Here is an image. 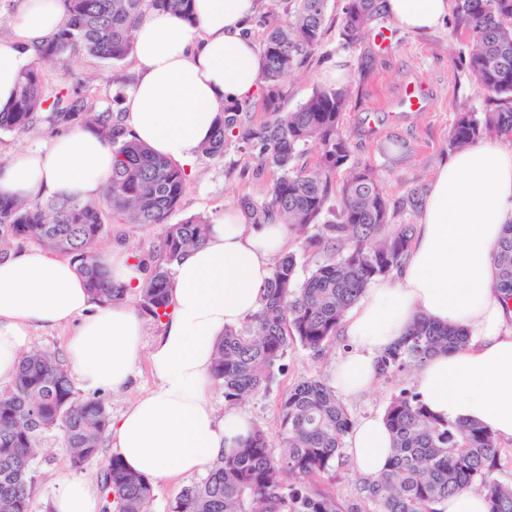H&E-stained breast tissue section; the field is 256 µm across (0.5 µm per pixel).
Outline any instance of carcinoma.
<instances>
[{"mask_svg":"<svg viewBox=\"0 0 512 512\" xmlns=\"http://www.w3.org/2000/svg\"><path fill=\"white\" fill-rule=\"evenodd\" d=\"M60 2L66 22L35 49V62L20 73L14 100L0 107V133L26 134L39 127L49 135L74 126L95 130L112 150V173L106 193L94 204L63 195L32 202L0 196V254L20 241H36L70 257L94 303H118L127 289L112 281L97 250L109 219L163 224L154 264L133 255L135 266L148 270L139 309L159 321L171 306L176 262L205 241L210 220L193 216L170 223L183 197L185 168L127 137L119 98L105 104L79 79L48 95L45 68L71 56L119 64L133 53V31L145 13L167 9L189 21L192 0ZM328 11L329 0H295L282 19L262 11L252 18L249 31L263 33L261 104L224 106L201 148L202 156L221 159L232 140L246 165L279 172L262 200L243 197L238 207L252 224L288 225L305 250L325 256L301 282L297 255L279 257L258 311L247 325L228 328L218 339L211 375L229 408L267 390L285 370L291 346L320 354L335 342L348 311L375 279L401 266L412 244L414 225L397 224L395 218L401 208L420 204L419 192L412 190L394 205L375 168L351 162L345 126L349 89H317L296 110L283 108L285 78L321 46ZM383 14L382 0H345L343 39L361 41ZM453 19L454 29L471 37L465 56L470 78L495 108L458 113L448 135L450 152L493 134L512 136V0H453ZM257 108L265 118L255 119ZM310 144L315 157L308 163ZM343 171L348 176L340 181ZM492 264V288L508 303L512 223L505 225ZM468 343L462 329L420 316L377 358V377L408 372L434 354L459 352ZM384 420L392 438L386 468L374 478H358L355 496L342 500L320 479L342 459L354 420L332 385L300 380L279 401L281 445L274 447L269 431L253 427L205 477L184 489L169 512H445L448 497L467 488L484 495L488 512H512V482L498 478L501 449L489 428L433 416L408 387L392 397ZM109 425L105 400L78 397L58 356L28 352L13 389L0 392V512H31L34 465L48 433L61 435L71 469L78 473L101 454ZM100 487L104 512H149L155 497L152 480L128 470L115 455L102 468Z\"/></svg>","mask_w":512,"mask_h":512,"instance_id":"cac0c4a2","label":"carcinoma"}]
</instances>
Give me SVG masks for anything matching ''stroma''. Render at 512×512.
<instances>
[{"mask_svg": "<svg viewBox=\"0 0 512 512\" xmlns=\"http://www.w3.org/2000/svg\"><path fill=\"white\" fill-rule=\"evenodd\" d=\"M343 0H331L329 21L323 43L286 81V110L292 111L305 102L315 89L324 87V71L343 63L346 75L356 78L363 44H346L340 36ZM375 27L385 40L369 62V72L354 93L346 112V129L350 135L352 162L371 163L391 201L398 202L410 190H427L442 161L448 155V133L460 108L474 112L489 109V101L475 89L461 64L468 52L470 36L445 23L439 30L415 35L399 29L390 18L379 19ZM48 89L56 91L77 78L87 80L93 93L103 101L116 93L126 92L137 77L134 59L119 65L82 57L69 62L67 68L48 67ZM417 84L427 101L425 108L404 111L398 106L407 83ZM188 180L176 212V219L202 215L211 221L224 218V210L237 206L239 199L265 197L276 178L273 171L256 172L245 167L234 146H226L224 157L210 160L197 157L188 170ZM109 236L100 244L102 255L112 251H136L155 255L164 232L163 225L142 227L112 223ZM347 351L345 338L336 342L324 355H314L301 346H292L286 357L285 374L276 376L269 388L239 405L253 423L276 430L279 400L288 388L304 378L331 381L332 370ZM414 374L377 380L371 390L358 398L345 399L353 420L384 413L391 398L406 383H414ZM154 384L147 357H140L128 386L118 392L102 391L111 417H118L131 403ZM43 451L34 473L32 512H51L50 502L59 478L70 471L69 455L58 433L44 439Z\"/></svg>", "mask_w": 512, "mask_h": 512, "instance_id": "obj_1", "label": "stroma"}]
</instances>
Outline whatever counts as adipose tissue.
<instances>
[{
	"mask_svg": "<svg viewBox=\"0 0 512 512\" xmlns=\"http://www.w3.org/2000/svg\"><path fill=\"white\" fill-rule=\"evenodd\" d=\"M450 0H387L388 16L415 33L448 16ZM257 0H195L194 22L167 10L144 15L135 29L137 82L126 93L123 125L156 154L189 166L209 138L218 113L250 99L263 61L246 24ZM64 22L59 0H22L17 36L0 39V106L34 60L32 49ZM112 152L93 131L74 128L44 150L0 166V193L26 199L64 194L102 196ZM512 220V147L481 142L456 151L433 177L412 248L392 277L367 288L345 320L349 349L335 365L334 386L357 397L377 379L376 360L418 317L463 329V351L439 353L416 374L417 392L435 415L474 420L512 439V319L490 288L492 255ZM282 224H252L227 209L204 243L175 265L171 314L150 352L143 320L127 304H94L73 264L33 248L0 258V385L15 379L32 329L73 326L65 347L69 376L94 394L118 391L147 355L155 385L109 428V444L132 472L164 480L207 470L250 433L230 411L217 417L208 395L215 343L225 328L254 314L277 257L287 249ZM390 433L383 416L361 419L347 454L363 476L384 469ZM53 512H100L99 488L62 478Z\"/></svg>",
	"mask_w": 512,
	"mask_h": 512,
	"instance_id": "obj_1",
	"label": "adipose tissue"
}]
</instances>
